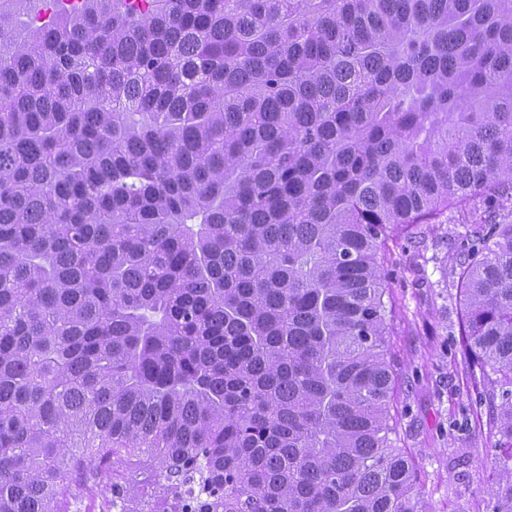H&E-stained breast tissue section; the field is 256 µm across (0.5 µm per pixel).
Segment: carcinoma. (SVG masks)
<instances>
[{
    "instance_id": "carcinoma-1",
    "label": "carcinoma",
    "mask_w": 512,
    "mask_h": 512,
    "mask_svg": "<svg viewBox=\"0 0 512 512\" xmlns=\"http://www.w3.org/2000/svg\"><path fill=\"white\" fill-rule=\"evenodd\" d=\"M477 198L512 448V0H0V512H425L390 244Z\"/></svg>"
}]
</instances>
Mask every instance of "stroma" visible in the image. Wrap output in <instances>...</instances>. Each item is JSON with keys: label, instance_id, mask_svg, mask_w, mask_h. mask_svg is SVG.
Returning a JSON list of instances; mask_svg holds the SVG:
<instances>
[{"label": "stroma", "instance_id": "1", "mask_svg": "<svg viewBox=\"0 0 512 512\" xmlns=\"http://www.w3.org/2000/svg\"><path fill=\"white\" fill-rule=\"evenodd\" d=\"M471 215L418 228L392 255L397 308L395 395L402 412L398 445L425 475L428 512H490L499 456L488 424L501 402L497 386L474 385L459 353L461 302L453 248Z\"/></svg>", "mask_w": 512, "mask_h": 512}]
</instances>
